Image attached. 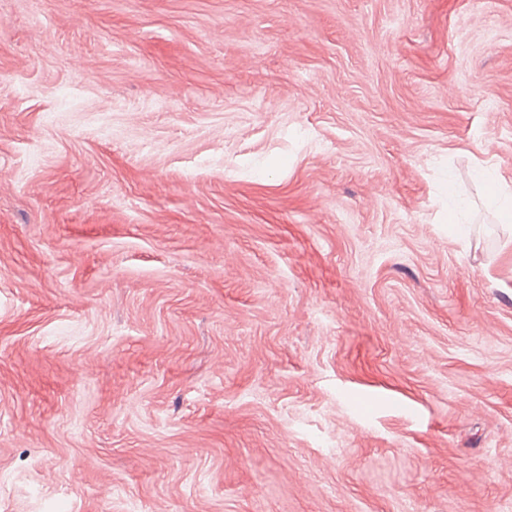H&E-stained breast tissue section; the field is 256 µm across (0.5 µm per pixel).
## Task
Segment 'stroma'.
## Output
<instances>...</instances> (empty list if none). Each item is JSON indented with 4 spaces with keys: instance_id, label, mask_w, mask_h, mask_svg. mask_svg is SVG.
<instances>
[{
    "instance_id": "stroma-1",
    "label": "stroma",
    "mask_w": 512,
    "mask_h": 512,
    "mask_svg": "<svg viewBox=\"0 0 512 512\" xmlns=\"http://www.w3.org/2000/svg\"><path fill=\"white\" fill-rule=\"evenodd\" d=\"M480 167L512 0H0V512H512Z\"/></svg>"
}]
</instances>
